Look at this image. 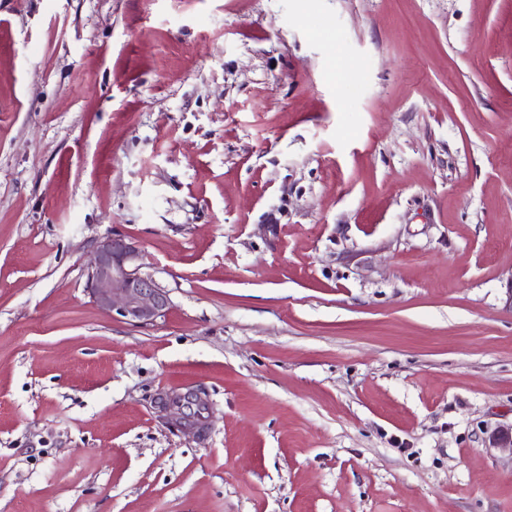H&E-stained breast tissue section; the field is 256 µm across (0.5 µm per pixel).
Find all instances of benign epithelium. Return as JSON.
Returning <instances> with one entry per match:
<instances>
[{
	"instance_id": "obj_1",
	"label": "benign epithelium",
	"mask_w": 512,
	"mask_h": 512,
	"mask_svg": "<svg viewBox=\"0 0 512 512\" xmlns=\"http://www.w3.org/2000/svg\"><path fill=\"white\" fill-rule=\"evenodd\" d=\"M141 266L138 245L114 234L97 243L87 269L86 288L98 307L116 313L129 324L147 326L164 314L168 297L151 276L141 272ZM154 404L170 427L199 435L204 432L209 409L200 392H161ZM488 445L511 448L512 426L493 431Z\"/></svg>"
}]
</instances>
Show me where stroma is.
Masks as SVG:
<instances>
[{
    "label": "stroma",
    "instance_id": "stroma-1",
    "mask_svg": "<svg viewBox=\"0 0 512 512\" xmlns=\"http://www.w3.org/2000/svg\"><path fill=\"white\" fill-rule=\"evenodd\" d=\"M511 424L512 0H0V512H512ZM138 245L120 234L97 243L87 269L86 288L100 308L115 312L132 325H152L167 309L168 297L141 272ZM154 404L173 429L193 431L198 435L204 432L209 409L206 400L197 390L161 392L155 397Z\"/></svg>",
    "mask_w": 512,
    "mask_h": 512
}]
</instances>
